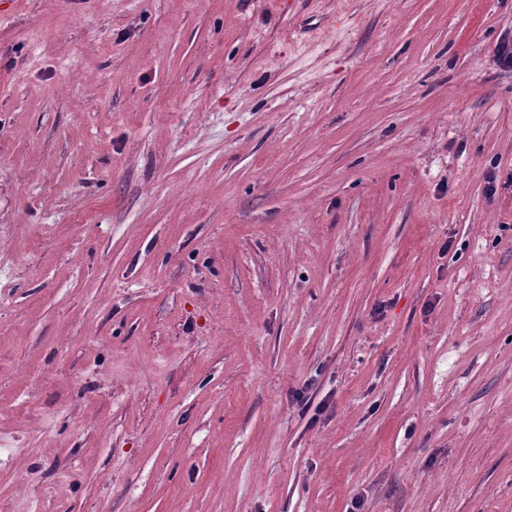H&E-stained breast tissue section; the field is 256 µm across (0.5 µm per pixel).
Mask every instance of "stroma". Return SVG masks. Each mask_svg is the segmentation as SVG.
<instances>
[{"label":"stroma","mask_w":512,"mask_h":512,"mask_svg":"<svg viewBox=\"0 0 512 512\" xmlns=\"http://www.w3.org/2000/svg\"><path fill=\"white\" fill-rule=\"evenodd\" d=\"M512 0H0V512H512Z\"/></svg>","instance_id":"35a3bbf8"}]
</instances>
